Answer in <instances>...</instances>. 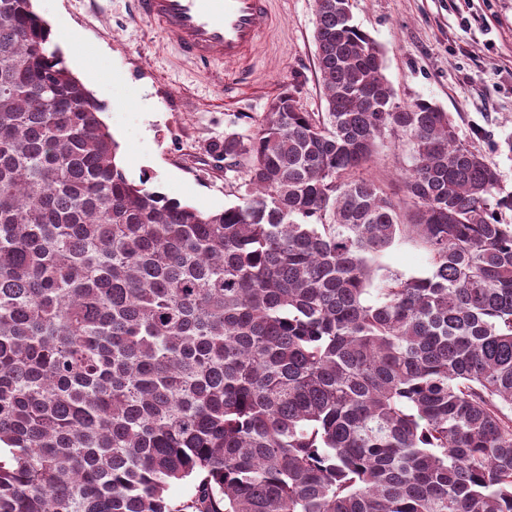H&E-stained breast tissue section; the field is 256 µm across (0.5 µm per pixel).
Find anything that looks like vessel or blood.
<instances>
[{"label": "vessel or blood", "instance_id": "b4317fda", "mask_svg": "<svg viewBox=\"0 0 512 512\" xmlns=\"http://www.w3.org/2000/svg\"><path fill=\"white\" fill-rule=\"evenodd\" d=\"M137 17L203 70L230 65L233 81L248 83L251 61L272 22L270 0H135Z\"/></svg>", "mask_w": 512, "mask_h": 512}]
</instances>
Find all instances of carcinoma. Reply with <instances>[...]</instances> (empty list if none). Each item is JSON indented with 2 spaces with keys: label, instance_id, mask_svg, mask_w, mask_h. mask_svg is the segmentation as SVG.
Segmentation results:
<instances>
[{
  "label": "carcinoma",
  "instance_id": "cac0c4a2",
  "mask_svg": "<svg viewBox=\"0 0 512 512\" xmlns=\"http://www.w3.org/2000/svg\"><path fill=\"white\" fill-rule=\"evenodd\" d=\"M50 35L0 0V512H512V192L350 0H316L326 112L224 137L208 214L127 179ZM395 133L406 221L364 175ZM409 238L423 274L380 263Z\"/></svg>",
  "mask_w": 512,
  "mask_h": 512
}]
</instances>
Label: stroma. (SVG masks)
<instances>
[{
    "label": "stroma",
    "instance_id": "35a3bbf8",
    "mask_svg": "<svg viewBox=\"0 0 512 512\" xmlns=\"http://www.w3.org/2000/svg\"><path fill=\"white\" fill-rule=\"evenodd\" d=\"M353 22L380 49L396 103L426 100L450 113L461 139L496 165L512 192V0H351ZM51 28L94 47L108 63L104 78L74 74L98 100L119 97L133 81L139 106L104 110L132 182L204 213L241 202L242 177L214 155L225 135L249 133L282 89L309 112L325 109L314 42L316 0H271L273 23L252 66L250 87L225 94L224 66L205 72L161 33L137 19L133 0H34ZM412 145L385 137L366 174L406 204Z\"/></svg>",
    "mask_w": 512,
    "mask_h": 512
}]
</instances>
